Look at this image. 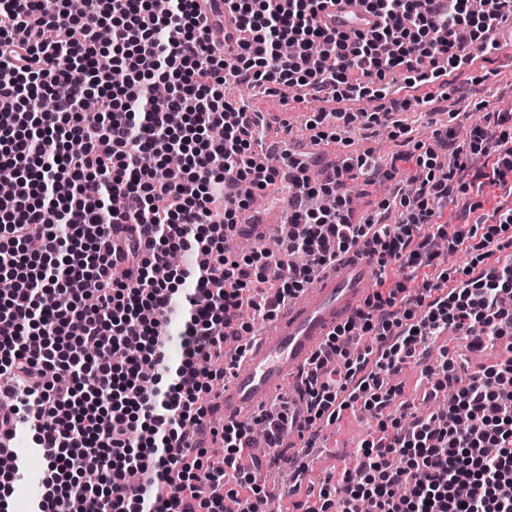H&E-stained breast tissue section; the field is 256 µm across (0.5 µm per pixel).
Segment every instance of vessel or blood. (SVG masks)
I'll use <instances>...</instances> for the list:
<instances>
[{"instance_id": "vessel-or-blood-1", "label": "vessel or blood", "mask_w": 512, "mask_h": 512, "mask_svg": "<svg viewBox=\"0 0 512 512\" xmlns=\"http://www.w3.org/2000/svg\"><path fill=\"white\" fill-rule=\"evenodd\" d=\"M354 10L353 0H328L322 17L344 29ZM376 268L375 256L358 258L290 301L238 362L217 400L221 418L247 420L290 376L306 370L336 325L362 305Z\"/></svg>"}]
</instances>
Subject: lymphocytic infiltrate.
Instances as JSON below:
<instances>
[{"label":"lymphocytic infiltrate","mask_w":512,"mask_h":512,"mask_svg":"<svg viewBox=\"0 0 512 512\" xmlns=\"http://www.w3.org/2000/svg\"><path fill=\"white\" fill-rule=\"evenodd\" d=\"M375 26L366 33L322 23L325 0H224L242 37L232 53L209 43L196 0H0V432L26 424L43 450L42 493L32 512H270L268 495L225 489L254 432L279 450L288 410L211 428L204 402L237 360L228 345L250 332L244 310L273 317L316 275L369 248L378 255L374 288L327 337L305 378L299 437L335 423L362 403L380 435L356 449L336 486H323L309 512H512V358L475 372L451 362L425 366L449 389L423 416L391 385L420 342L454 330L478 348L512 335V261L499 252L512 227V113L497 130L434 132L436 148L397 153L415 161L412 191L378 208L402 220L353 218L348 182L392 179L373 154L345 159L322 179L289 157L287 170L260 162L270 128L224 94L227 83L290 88L338 102L388 100L366 124L410 109L392 96L387 73L433 83L467 62L463 46L501 51L496 34L512 12L506 0H358ZM127 74L113 85L112 73ZM168 85L163 98L154 84ZM91 90L103 119L85 124L80 93ZM449 151L448 175L436 174ZM491 167L474 169L476 154ZM184 160L170 176L164 160ZM286 178L289 254L282 263L256 247L241 256L228 241L247 237L239 212ZM491 189L492 212L476 214L465 195ZM324 207H310L314 198ZM475 214L442 222L445 203ZM472 258L456 280L445 251ZM402 282L389 284L387 266ZM421 288L407 293V278ZM95 282L94 304L84 285ZM178 337L181 356L167 346ZM396 405L390 420L387 406ZM222 442L209 456L204 434Z\"/></svg>","instance_id":"f902f5d3"}]
</instances>
